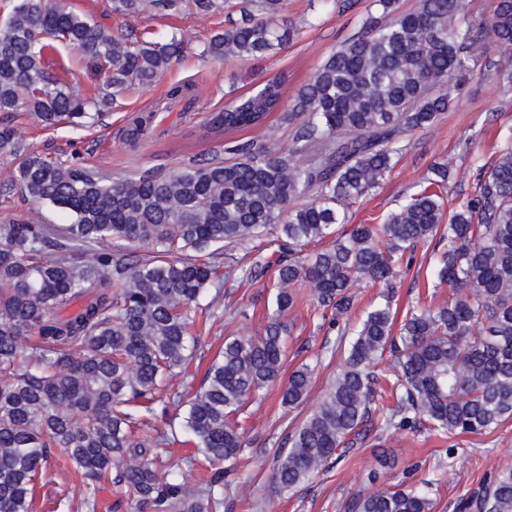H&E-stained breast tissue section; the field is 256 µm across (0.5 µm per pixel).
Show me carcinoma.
Returning a JSON list of instances; mask_svg holds the SVG:
<instances>
[{"instance_id":"cac0c4a2","label":"carcinoma","mask_w":512,"mask_h":512,"mask_svg":"<svg viewBox=\"0 0 512 512\" xmlns=\"http://www.w3.org/2000/svg\"><path fill=\"white\" fill-rule=\"evenodd\" d=\"M141 0H112L133 17ZM203 54L262 59L292 39L286 0H239ZM210 16L221 0H191ZM0 112L24 111L45 127L97 119V99L45 69V35L97 66L103 99L129 84H152L186 52L172 35L158 40L130 28L122 38L69 8L65 0H3ZM512 47V0L490 17L474 0H372L360 31L331 53L298 91L289 154L228 141L234 159L192 162L165 176L121 181L51 161L0 131V153L15 165L0 182L19 186L35 204L75 216L71 224H0V512H34L36 490L52 449L81 472V507L96 512V490L112 485L117 502L137 512H218L224 487L246 446L237 418L277 381L294 286L311 288L314 309L333 320L353 306L361 282L391 286L396 263L419 242L439 237L435 276L452 291L448 304L406 315L393 332L391 301L367 312L336 377L318 405L287 436L274 480L282 493L316 476L337 451L355 444L372 410L388 429L425 427L444 438L488 435L512 419V143L476 176L475 192L442 224V197L409 195L381 224L348 237L351 201L376 187L396 164L398 139L431 125L452 102L453 77L477 65L471 46L484 36ZM286 77L267 79L213 119L225 132L260 126L281 107ZM303 199L305 203L296 204ZM279 225L273 260L261 255L241 281L273 272L275 310L255 337L227 336L198 389L171 380L201 347L192 327L215 316L202 305L219 270L238 248ZM332 240L305 256L302 247ZM314 368L303 364L281 389L288 408L307 399ZM386 384L394 404L381 405ZM185 408L181 427L202 458L156 466L158 450L176 442L157 428L170 407ZM210 471L200 488L184 470ZM436 479L392 490L357 491L347 512H433ZM465 508L512 512V468L499 471Z\"/></svg>"}]
</instances>
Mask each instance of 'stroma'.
<instances>
[{"mask_svg": "<svg viewBox=\"0 0 512 512\" xmlns=\"http://www.w3.org/2000/svg\"><path fill=\"white\" fill-rule=\"evenodd\" d=\"M76 11L98 21L113 34L133 27L165 38L181 32L190 39L185 56L153 85H132L114 102L99 105L101 114L91 128L67 125L45 128L23 112H0V129H13L24 144L49 159L61 158L75 165L101 172L111 179L144 173L166 174L193 160L219 159L227 139L252 141L286 151L296 130V119L288 104L310 79L316 68L340 45L357 33L371 0H356L347 10L334 7L331 0H287L285 17L296 35L278 53L262 59L213 60L201 52L211 34L224 25L223 13L200 17L185 9L166 14L153 0H143L139 16L125 18L113 14L112 0H71ZM471 52L482 61L481 69L465 75L455 93V102L432 125L401 134V153L391 173L366 196L347 208L343 231L357 224L376 223L378 217L397 209L405 197L418 191L434 166H450L447 206L473 192L480 166L495 158L512 142V92L503 88L504 71H512V49L484 38ZM50 72L68 65V79L86 91L102 82L100 70L77 60L66 45L56 44L47 59ZM285 76V105L270 113L263 125L224 134L212 131L210 121L231 99L257 91L264 80ZM193 84L197 96L190 107L169 112L155 106L171 85ZM153 112V130L148 137L132 139L129 120L137 113ZM37 218L43 224H68L72 217L51 205L32 204L20 188L0 193V224ZM437 240L418 244L412 257L397 268L393 291L366 284L354 288L355 302L345 321L357 324L365 312L394 294L398 317L407 311L447 303L448 287L438 285L434 259ZM299 300L284 315L287 350L283 374L300 364L314 365L313 383L307 400L298 408L280 404V383L270 384L261 401L251 403L244 419L247 449L237 460L231 484L224 490L223 512H346L352 495L360 489L389 488L410 476L411 480H435L433 512H456L459 499L478 492L489 478L512 467V421L486 436H462L447 440L428 430L415 433L386 429L384 417L373 413L372 427L362 443L345 456L332 459L326 469L296 491L279 494L274 481L276 454L287 434L321 400L336 376L338 358L336 330L325 324L311 303L310 288H297ZM204 301L215 304V317L208 325L202 347L188 367L189 373L203 377L222 338L245 335L264 322L272 304L266 281L245 286L226 281L221 292L207 290ZM388 449L395 458L393 467L379 469L376 446ZM448 458L443 470H436L439 458ZM47 484L38 492L35 512H50L53 503L69 505L77 512L84 495L81 476L52 457L45 473Z\"/></svg>", "mask_w": 512, "mask_h": 512, "instance_id": "stroma-1", "label": "stroma"}]
</instances>
